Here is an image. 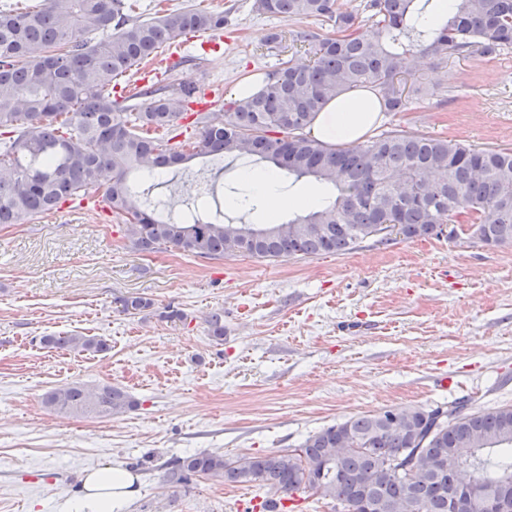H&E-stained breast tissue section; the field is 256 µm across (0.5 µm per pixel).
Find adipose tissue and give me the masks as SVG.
Returning a JSON list of instances; mask_svg holds the SVG:
<instances>
[{
	"label": "adipose tissue",
	"mask_w": 512,
	"mask_h": 512,
	"mask_svg": "<svg viewBox=\"0 0 512 512\" xmlns=\"http://www.w3.org/2000/svg\"><path fill=\"white\" fill-rule=\"evenodd\" d=\"M379 104L369 89L345 92L330 100L315 117L310 133L324 142L352 143L363 139L380 121ZM136 475L109 467L88 472L70 512H124L132 501Z\"/></svg>",
	"instance_id": "adipose-tissue-1"
}]
</instances>
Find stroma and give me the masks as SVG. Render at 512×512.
I'll return each mask as SVG.
<instances>
[{
  "label": "stroma",
  "mask_w": 512,
  "mask_h": 512,
  "mask_svg": "<svg viewBox=\"0 0 512 512\" xmlns=\"http://www.w3.org/2000/svg\"><path fill=\"white\" fill-rule=\"evenodd\" d=\"M157 4L226 12L208 44L187 43L197 62L177 75L214 93V118L238 81L272 71L269 33L303 25L259 14L254 0H140L139 15ZM412 76L427 95L384 115L382 128L512 149V50L491 61L452 57ZM238 167L196 158L156 178L155 192L171 199L176 219L195 205L267 223L268 208L226 207ZM131 295L151 308L121 312L119 298ZM168 307L186 321L162 319ZM216 309L220 342L206 324ZM58 332L110 349L90 356L41 345ZM70 383L119 387L135 406L109 419L48 411L46 393ZM464 398L482 412L512 405V247L484 245L467 225L273 263L171 246L140 252L122 215L72 203L0 226V512H59L83 471L105 466L140 477L126 512H245L256 487L208 477L175 488L163 463L187 452L288 451L353 416Z\"/></svg>",
  "instance_id": "stroma-1"
}]
</instances>
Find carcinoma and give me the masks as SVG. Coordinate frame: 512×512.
<instances>
[{"mask_svg": "<svg viewBox=\"0 0 512 512\" xmlns=\"http://www.w3.org/2000/svg\"><path fill=\"white\" fill-rule=\"evenodd\" d=\"M365 0L343 11L336 0H255L256 11L308 19L326 27L290 32L313 60L289 58L261 91L224 103V118L196 113L181 140L197 88L152 84L137 96L114 95L112 81L152 61L165 44L224 28V13L186 8L141 19L125 0H44L26 9L0 6V225L25 224L82 201L112 181L101 202L126 217L132 246H173L191 255L242 254L278 260L344 254L400 225L406 238L428 236L463 221L486 245L512 246V150H476L427 134L391 129L336 149L305 129L327 101L372 87L383 112H408L425 93L408 82L410 61L440 65L450 57L492 60L512 48V0ZM367 15L363 26L360 14ZM257 157L297 178L313 176L335 189L329 204L305 216L256 229L214 218H163L159 204L129 179L131 172H168L196 157ZM124 312L152 307L121 299ZM224 340V312L206 318ZM48 348L104 353L106 340L70 334L42 337ZM57 414L112 418L135 406L122 389L72 383L50 391ZM472 448L468 463L457 450ZM165 482L187 485L219 476L273 494L311 490L343 512H455L468 497L474 512L495 499L512 512V405L492 413L457 400L434 408H399L323 427L288 452L229 460L209 452L165 461Z\"/></svg>", "mask_w": 512, "mask_h": 512, "instance_id": "carcinoma-1", "label": "carcinoma"}]
</instances>
